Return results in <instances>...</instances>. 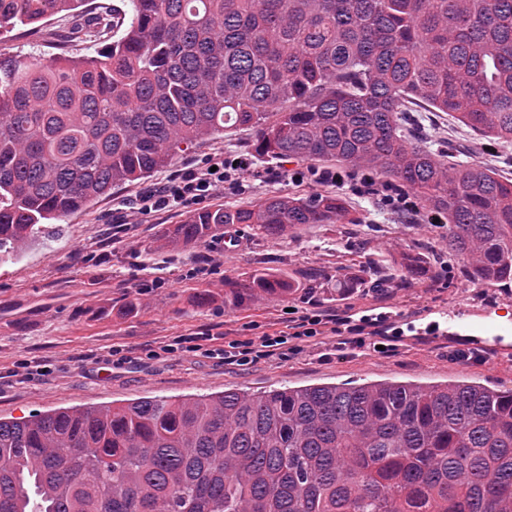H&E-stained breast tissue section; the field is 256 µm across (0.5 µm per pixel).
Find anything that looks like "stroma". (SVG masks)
Wrapping results in <instances>:
<instances>
[{
	"mask_svg": "<svg viewBox=\"0 0 512 512\" xmlns=\"http://www.w3.org/2000/svg\"><path fill=\"white\" fill-rule=\"evenodd\" d=\"M70 17L12 32L0 54L20 60L57 53ZM250 132L200 140L140 184L113 189L82 211L55 221L12 261L0 265V418L88 405H120L148 396L200 397L227 389L259 393L272 388L402 381L435 385L449 380L512 389V349L505 341L472 345L468 338L440 340L428 324L442 312L487 320L512 319V287L472 284L460 262L450 261L447 226L399 213L356 193L348 200L357 224H305L277 237H257L243 224H228L195 248H162L165 227L195 208L247 206L272 193L308 194L316 184L298 179L297 162H267L250 148ZM248 159L252 174L242 185H225L198 206L143 211L146 190L216 156ZM238 246L224 248L226 236ZM412 251L429 269L405 280L396 270L400 252ZM283 275L286 297L243 304L226 300V283L257 270ZM315 311L357 321L379 313L395 330L388 352L345 347L326 354L307 342L301 352L241 365L205 357L225 341L284 330L289 312ZM196 336L197 352L170 351ZM479 359H456L459 350ZM34 365L24 376L22 364Z\"/></svg>",
	"mask_w": 512,
	"mask_h": 512,
	"instance_id": "35a3bbf8",
	"label": "stroma"
}]
</instances>
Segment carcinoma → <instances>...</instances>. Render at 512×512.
Masks as SVG:
<instances>
[{
  "mask_svg": "<svg viewBox=\"0 0 512 512\" xmlns=\"http://www.w3.org/2000/svg\"><path fill=\"white\" fill-rule=\"evenodd\" d=\"M83 2L0 0V39ZM129 2L74 23L82 56L0 57V261L181 145L249 130L263 159L331 160L404 192L448 225L470 282L512 284V180L411 129L443 112L512 145V0ZM353 223L340 192L271 194L163 240ZM289 291L261 272L229 296ZM0 512H512V390L230 389L0 419Z\"/></svg>",
  "mask_w": 512,
  "mask_h": 512,
  "instance_id": "1",
  "label": "carcinoma"
}]
</instances>
